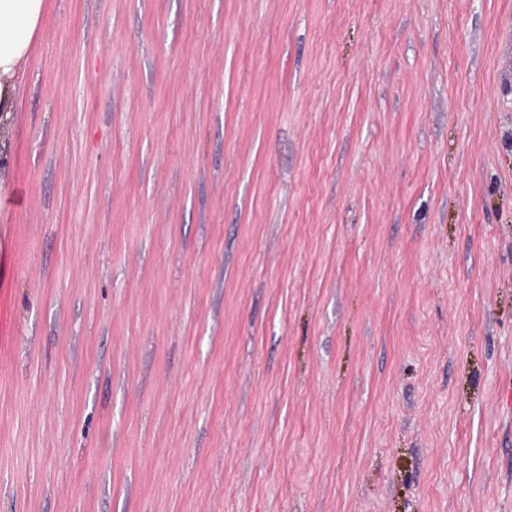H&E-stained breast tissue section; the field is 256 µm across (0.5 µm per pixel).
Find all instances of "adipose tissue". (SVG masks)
<instances>
[{
	"label": "adipose tissue",
	"instance_id": "1",
	"mask_svg": "<svg viewBox=\"0 0 512 512\" xmlns=\"http://www.w3.org/2000/svg\"><path fill=\"white\" fill-rule=\"evenodd\" d=\"M46 0H0V113L15 106L22 79L21 64L41 26Z\"/></svg>",
	"mask_w": 512,
	"mask_h": 512
}]
</instances>
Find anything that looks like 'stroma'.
I'll list each match as a JSON object with an SVG mask.
<instances>
[{
    "instance_id": "35a3bbf8",
    "label": "stroma",
    "mask_w": 512,
    "mask_h": 512,
    "mask_svg": "<svg viewBox=\"0 0 512 512\" xmlns=\"http://www.w3.org/2000/svg\"><path fill=\"white\" fill-rule=\"evenodd\" d=\"M512 0H46L0 120V512H512Z\"/></svg>"
}]
</instances>
